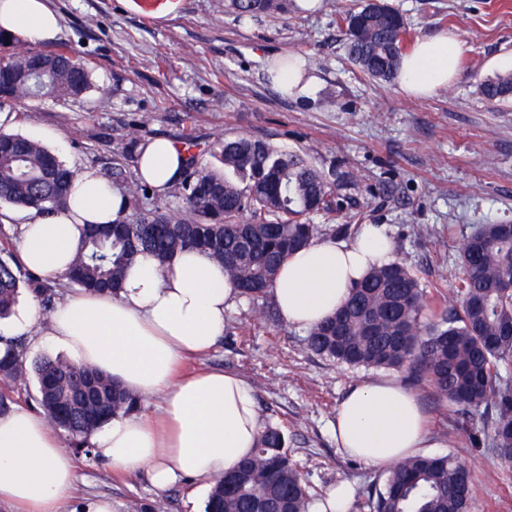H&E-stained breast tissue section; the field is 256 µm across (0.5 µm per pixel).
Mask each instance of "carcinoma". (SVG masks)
<instances>
[{
    "label": "carcinoma",
    "mask_w": 512,
    "mask_h": 512,
    "mask_svg": "<svg viewBox=\"0 0 512 512\" xmlns=\"http://www.w3.org/2000/svg\"><path fill=\"white\" fill-rule=\"evenodd\" d=\"M288 0H224L240 19L285 12ZM351 62L368 77L393 79L405 51L407 24L389 6L363 0L339 18ZM93 87L89 69L74 56L35 50L0 32V106L67 101ZM488 100L512 99V74L485 81ZM141 139L123 136L119 158L104 176L123 199L120 218L89 226L67 284L100 294L117 291L141 253L160 263L196 248L224 266L251 300L266 299L293 252L320 234L313 217L333 210L336 169L248 136L220 138L210 148L217 165H200V143H186L183 178L160 193L136 178ZM77 170L42 143L0 130V204L38 214L64 211ZM178 199L172 205L166 198ZM464 270L456 287L460 307H446L406 263L373 267L351 288L336 314L309 330L308 348L349 367L397 369L464 414L482 412L483 433L512 462V232L507 224H478L457 245ZM44 307L58 283L30 272L8 243H0V319L9 317L20 289ZM0 380L27 371L19 341L3 340ZM36 401L46 419L68 433L76 451L92 455L89 439L107 420L134 412L139 399L98 370L61 356L34 364ZM312 495L288 451L282 428L268 425L254 452L212 486L207 512H308ZM473 476L448 453L421 454L392 465L366 491L370 512H471Z\"/></svg>",
    "instance_id": "1"
}]
</instances>
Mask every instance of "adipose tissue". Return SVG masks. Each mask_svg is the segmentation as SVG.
Returning a JSON list of instances; mask_svg holds the SVG:
<instances>
[{
  "instance_id": "obj_1",
  "label": "adipose tissue",
  "mask_w": 512,
  "mask_h": 512,
  "mask_svg": "<svg viewBox=\"0 0 512 512\" xmlns=\"http://www.w3.org/2000/svg\"><path fill=\"white\" fill-rule=\"evenodd\" d=\"M0 28L46 42L55 38L59 17L48 0H0ZM462 50L445 33L423 38L402 58L400 88L424 97L446 89ZM185 163L181 147L159 137L144 146L137 176L161 190L180 179ZM120 206L101 174L84 168L67 210L34 214L17 225L23 265L45 275L64 273L86 225L112 223ZM391 258L389 240L370 224L351 241L313 240L288 257L274 283L282 320L299 329L324 321L371 265ZM238 296L223 268L199 251L177 252L164 265L144 253L116 294L66 297L43 324L37 302L29 301L0 326V334L31 329L33 344L67 350L77 363L102 370L140 398L161 396L159 413L112 418L96 432L93 446L103 465L126 474L147 471L163 491L219 477L257 445L262 423L243 378L179 372L185 356L205 353L223 338L225 311ZM334 435L344 452L381 467L412 455L426 432L413 393L379 378L350 389L336 412ZM76 471L75 455L42 414L16 406L0 415V506L8 512H61L73 496Z\"/></svg>"
}]
</instances>
